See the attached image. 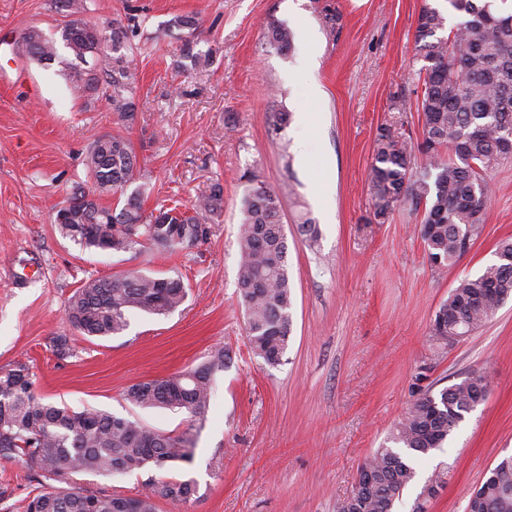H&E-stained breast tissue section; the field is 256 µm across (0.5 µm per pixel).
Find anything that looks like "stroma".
<instances>
[{
  "label": "stroma",
  "mask_w": 512,
  "mask_h": 512,
  "mask_svg": "<svg viewBox=\"0 0 512 512\" xmlns=\"http://www.w3.org/2000/svg\"><path fill=\"white\" fill-rule=\"evenodd\" d=\"M330 2L341 15L332 35L317 0H88V22L125 20L131 6L143 20L131 140L149 173L146 209L170 197L190 202L216 179L224 186L208 240L164 257L89 250L58 230L56 211L73 187L93 188L86 149L114 131L113 114L101 92L72 94L66 50L12 63L24 29L51 35L64 19L49 0H0V74L13 75L0 85V371L27 366L50 401L175 433L185 414L132 406L124 390L196 366L213 348L229 354L193 459L174 471L195 480L196 498L159 501L158 512H336L417 393L474 371L489 376L487 399L416 462L395 512H414L438 471L445 484L426 512H467L473 491L512 454V298L459 342L441 346L429 335L449 291L512 237V159L487 170L483 234L454 265L429 261L421 216L409 207L375 223L368 173L394 96L406 101L407 130L422 134L414 80L422 0ZM180 14L198 16L192 40L210 53L207 68L176 70L180 42L166 26ZM270 18L293 30L290 54L267 45ZM272 112L288 113L283 131L269 126ZM247 171L280 193L288 235L292 332L275 366L252 353L237 296ZM305 218L320 229L312 247L298 231ZM131 269L181 275L186 301L167 315L131 313L118 335L70 331L65 309L81 282ZM60 334L63 357L51 342ZM149 476L78 473L74 482L134 496ZM36 486L22 465L0 461V512H24Z\"/></svg>",
  "instance_id": "obj_1"
}]
</instances>
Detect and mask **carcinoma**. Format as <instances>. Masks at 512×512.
<instances>
[{
    "instance_id": "carcinoma-1",
    "label": "carcinoma",
    "mask_w": 512,
    "mask_h": 512,
    "mask_svg": "<svg viewBox=\"0 0 512 512\" xmlns=\"http://www.w3.org/2000/svg\"><path fill=\"white\" fill-rule=\"evenodd\" d=\"M448 0L465 20L447 28L448 17L434 0H425L416 23L417 51L423 65L415 72L421 85L416 98L421 137L403 131L405 101L394 102L392 120L380 128L369 174L373 216L386 220L407 204L422 212L421 234L430 261L455 264L467 243L483 230V215L491 196L488 168L512 156L504 143L512 139V12L496 2ZM67 18L59 38L38 29L23 33L19 50L42 62L58 55L62 44L72 57L71 84L76 95L101 90L115 124L134 121L137 75L133 39L140 23L112 21L97 35L83 15L87 0H51ZM198 27L193 15H176L168 32H177L180 58L193 69L205 68L210 56L194 51L191 36ZM265 40L282 54L291 52L294 33L287 24L270 19ZM87 174L97 196L71 211L58 225L62 235L87 249L114 253L150 247L172 253L208 240L209 221L224 207L220 182L201 192L186 210L174 200L144 210L145 174L131 140L119 133L98 137L85 155ZM241 178L243 198L238 247V296L244 306L252 353L269 365L280 363L292 327V292L288 276V238L281 200L259 176ZM103 194L113 196L104 206ZM187 286L176 276L155 277L128 270L108 278L88 280L70 297L67 320L72 331L88 337L122 333L128 315H167L186 300ZM512 298V241L500 243L496 260L478 275L467 277L435 311L430 333L444 344L455 343ZM227 353L210 352L194 368L129 386L125 400L142 409L162 408L186 414L187 427L166 433L128 417L95 408L76 411L47 402L37 392L33 375L20 365L0 371V460L17 462L33 473L40 487L26 497L25 512H157V500L184 505L197 493L192 479L154 477L136 497L106 494L72 483V475L102 476L140 470H162L191 461L196 432L209 408L214 375L224 370ZM488 377L475 372L439 392L418 394L389 441L407 449L405 457L383 445L360 467L368 480L339 501L336 512H394L405 489L414 481L412 458L443 448L464 414L483 402ZM469 512H512V459L500 460L474 493Z\"/></svg>"
}]
</instances>
